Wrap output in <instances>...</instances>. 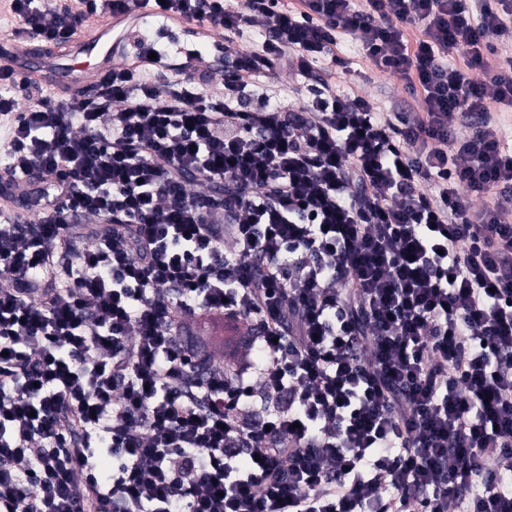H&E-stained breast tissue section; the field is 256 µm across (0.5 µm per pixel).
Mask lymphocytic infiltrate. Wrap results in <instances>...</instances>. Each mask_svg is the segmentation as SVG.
I'll return each mask as SVG.
<instances>
[{
  "label": "lymphocytic infiltrate",
  "instance_id": "1",
  "mask_svg": "<svg viewBox=\"0 0 512 512\" xmlns=\"http://www.w3.org/2000/svg\"><path fill=\"white\" fill-rule=\"evenodd\" d=\"M300 4L165 0L223 29L218 97L188 62L23 106L0 68V194L38 195L0 222V512H512V0ZM340 33L421 113L325 81Z\"/></svg>",
  "mask_w": 512,
  "mask_h": 512
}]
</instances>
